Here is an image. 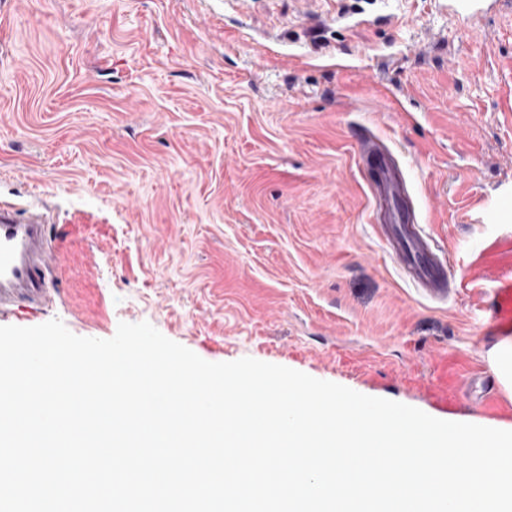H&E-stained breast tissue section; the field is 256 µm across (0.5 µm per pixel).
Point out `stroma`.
<instances>
[{
    "instance_id": "stroma-1",
    "label": "stroma",
    "mask_w": 512,
    "mask_h": 512,
    "mask_svg": "<svg viewBox=\"0 0 512 512\" xmlns=\"http://www.w3.org/2000/svg\"><path fill=\"white\" fill-rule=\"evenodd\" d=\"M404 172L451 288L372 221ZM0 201L47 212L38 304L108 339L282 365L438 419L512 423L488 354L512 280V0H0ZM374 165V175L369 188L375 201L384 208V220L388 222L386 239L400 267L419 288L431 295H447L448 282L435 252L443 253L440 244L424 230H418L417 217L407 211L403 203L406 185L401 170L390 163V154L374 139L366 137L361 146ZM397 224V228L391 225Z\"/></svg>"
}]
</instances>
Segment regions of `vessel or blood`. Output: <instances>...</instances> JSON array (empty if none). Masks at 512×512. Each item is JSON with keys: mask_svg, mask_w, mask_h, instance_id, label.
<instances>
[{"mask_svg": "<svg viewBox=\"0 0 512 512\" xmlns=\"http://www.w3.org/2000/svg\"><path fill=\"white\" fill-rule=\"evenodd\" d=\"M362 150L374 165L369 188L384 208L386 239L400 267L427 293L445 296L448 282L435 253L439 243L417 228V217L403 203L406 185L401 170L390 163L386 150L365 138ZM49 249L46 219L25 213L11 204H0V318L19 298L45 291L44 257Z\"/></svg>", "mask_w": 512, "mask_h": 512, "instance_id": "1", "label": "vessel or blood"}]
</instances>
